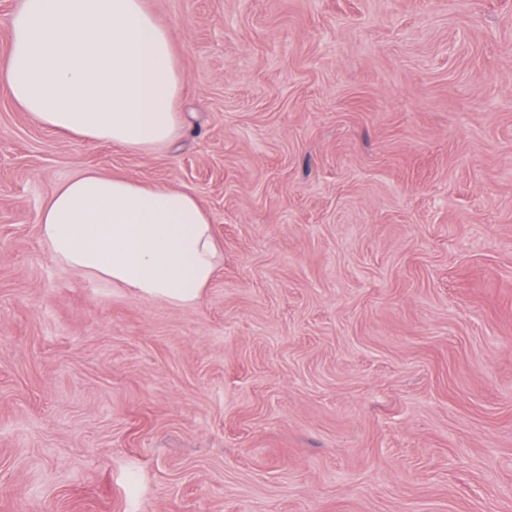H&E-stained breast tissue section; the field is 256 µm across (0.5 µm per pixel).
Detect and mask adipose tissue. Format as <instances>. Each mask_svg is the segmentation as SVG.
I'll list each match as a JSON object with an SVG mask.
<instances>
[{
	"label": "adipose tissue",
	"instance_id": "1",
	"mask_svg": "<svg viewBox=\"0 0 512 512\" xmlns=\"http://www.w3.org/2000/svg\"><path fill=\"white\" fill-rule=\"evenodd\" d=\"M0 82L44 128L147 152L180 128L182 90L169 31L144 0H21ZM52 261L140 298L201 300L224 261L194 195L83 171L43 205Z\"/></svg>",
	"mask_w": 512,
	"mask_h": 512
}]
</instances>
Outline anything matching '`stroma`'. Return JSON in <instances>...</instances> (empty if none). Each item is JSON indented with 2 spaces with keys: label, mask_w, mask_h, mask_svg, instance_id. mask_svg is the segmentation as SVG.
<instances>
[{
  "label": "stroma",
  "mask_w": 512,
  "mask_h": 512,
  "mask_svg": "<svg viewBox=\"0 0 512 512\" xmlns=\"http://www.w3.org/2000/svg\"><path fill=\"white\" fill-rule=\"evenodd\" d=\"M171 146L0 87V512H512V0H145ZM96 170L193 194L192 308L52 262Z\"/></svg>",
  "instance_id": "35a3bbf8"
}]
</instances>
